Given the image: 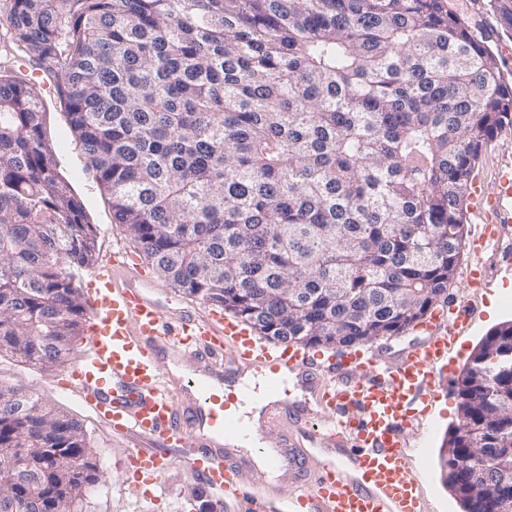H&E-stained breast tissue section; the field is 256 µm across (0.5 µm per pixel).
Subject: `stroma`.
Segmentation results:
<instances>
[{"mask_svg":"<svg viewBox=\"0 0 512 512\" xmlns=\"http://www.w3.org/2000/svg\"><path fill=\"white\" fill-rule=\"evenodd\" d=\"M449 4L490 47L500 60L506 78L512 80V31L503 28L487 0H449ZM38 88L46 111V136L54 146L53 158L61 174L78 193L88 221L96 229L97 261H104L112 248H133L134 243L124 227L116 224L109 197L99 185L78 135L70 127L56 85L45 81L39 83ZM464 225L461 258L448 294L468 297L474 315L448 352V364L455 367L456 372L441 381L437 398L439 409L430 414L426 435L412 438L416 450L411 454V467L414 472L428 477L427 491L433 512H462L459 500L446 483L448 471L444 466L448 431L458 419V370L469 361L491 329L512 321V267L497 264L492 252L474 251L472 241L482 225L476 214L466 213ZM475 266L486 269L484 287L466 285V271ZM86 344V336H79L62 364L44 370L22 363L9 354L0 355V383L33 393L47 406L62 409L83 424L94 450L99 480L85 491L81 512H209L215 504L214 498L178 466L161 477L153 494L142 496L132 491L127 452L133 448V440L113 435L102 427L82 402L59 383L64 370L77 363Z\"/></svg>","mask_w":512,"mask_h":512,"instance_id":"35a3bbf8","label":"stroma"}]
</instances>
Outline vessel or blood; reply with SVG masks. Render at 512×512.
Wrapping results in <instances>:
<instances>
[{"label": "vessel or blood", "instance_id": "vessel-or-blood-1", "mask_svg": "<svg viewBox=\"0 0 512 512\" xmlns=\"http://www.w3.org/2000/svg\"><path fill=\"white\" fill-rule=\"evenodd\" d=\"M471 209L485 220L476 250L498 249L512 228V161L494 190L475 186ZM129 257L113 249L91 275V348L70 385L113 432L138 439L129 454L138 475L154 484L180 465L240 512H430L406 434L438 397L444 358L472 316L467 301L452 297L433 309L396 356L367 346L325 361L300 344L256 339L220 309L162 306ZM167 353L196 360L206 378L162 372ZM247 371L296 377L310 394L278 402L269 418L281 436L272 463L300 469L305 489L274 493L259 474L244 482V460L224 445L228 433L250 438L237 416L248 391L223 385Z\"/></svg>", "mask_w": 512, "mask_h": 512}]
</instances>
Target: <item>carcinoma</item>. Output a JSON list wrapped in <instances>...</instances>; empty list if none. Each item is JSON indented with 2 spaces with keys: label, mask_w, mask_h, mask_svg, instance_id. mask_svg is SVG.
<instances>
[{
  "label": "carcinoma",
  "mask_w": 512,
  "mask_h": 512,
  "mask_svg": "<svg viewBox=\"0 0 512 512\" xmlns=\"http://www.w3.org/2000/svg\"><path fill=\"white\" fill-rule=\"evenodd\" d=\"M512 29V0H489ZM5 60L54 79L99 185L158 276L264 329L395 336L448 298L455 228L512 81L449 0H9ZM39 92L0 69V354L60 363L85 315L96 231L57 170ZM512 344L504 330L481 348ZM447 482L463 512L512 498V372L463 366ZM43 479L22 477L14 449ZM472 448H491L486 464ZM493 468L505 485L478 486ZM13 512H68L97 480L83 426L0 384Z\"/></svg>",
  "instance_id": "1"
}]
</instances>
